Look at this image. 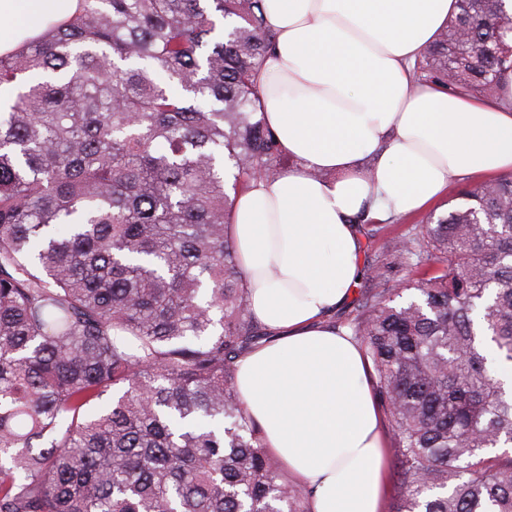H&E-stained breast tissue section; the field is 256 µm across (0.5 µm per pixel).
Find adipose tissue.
<instances>
[{"label": "adipose tissue", "instance_id": "ef3b65f1", "mask_svg": "<svg viewBox=\"0 0 512 512\" xmlns=\"http://www.w3.org/2000/svg\"><path fill=\"white\" fill-rule=\"evenodd\" d=\"M77 6L0 0L11 22L0 53ZM456 10V0H263L275 39L257 87L294 165L232 208L249 307L270 333L239 359L235 383L308 512H381L387 489L370 360L330 321L361 275L356 216L417 213L459 176L512 172V72L493 97L410 77Z\"/></svg>", "mask_w": 512, "mask_h": 512}]
</instances>
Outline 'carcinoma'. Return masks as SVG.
Here are the masks:
<instances>
[{
    "mask_svg": "<svg viewBox=\"0 0 512 512\" xmlns=\"http://www.w3.org/2000/svg\"><path fill=\"white\" fill-rule=\"evenodd\" d=\"M458 9L412 76L492 96L512 12ZM273 39L262 0H80L0 55V512H305L235 387L270 338L228 224L287 161L259 116ZM375 269L351 328L394 434L392 512H512V452H489L512 446V395L484 344L512 361V177Z\"/></svg>",
    "mask_w": 512,
    "mask_h": 512,
    "instance_id": "carcinoma-1",
    "label": "carcinoma"
}]
</instances>
